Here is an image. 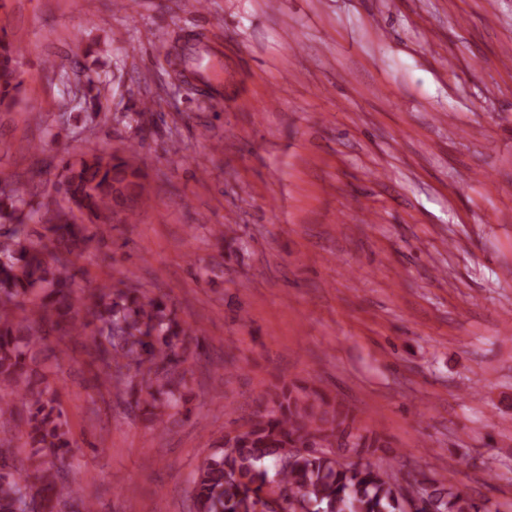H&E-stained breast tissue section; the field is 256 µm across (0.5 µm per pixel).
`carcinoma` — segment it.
Instances as JSON below:
<instances>
[{
  "mask_svg": "<svg viewBox=\"0 0 512 512\" xmlns=\"http://www.w3.org/2000/svg\"><path fill=\"white\" fill-rule=\"evenodd\" d=\"M15 48L0 40V102L20 86ZM145 175L130 158L90 153L64 162L56 191L69 203L26 199L0 177V418L23 429L32 470L0 469V512H24L25 497L54 512L71 497L61 468L76 444L40 356L49 336H87L102 364L99 385L151 408L161 429L185 409L179 372L189 328L165 296L104 282L77 292L76 261L101 225L135 217ZM312 442L300 452L296 443ZM384 444L362 434L326 393L298 385L259 401L246 426L221 435L193 479L194 512H407L394 453L376 467L347 461ZM428 512H482L468 493L434 477L421 482Z\"/></svg>",
  "mask_w": 512,
  "mask_h": 512,
  "instance_id": "1",
  "label": "carcinoma"
}]
</instances>
